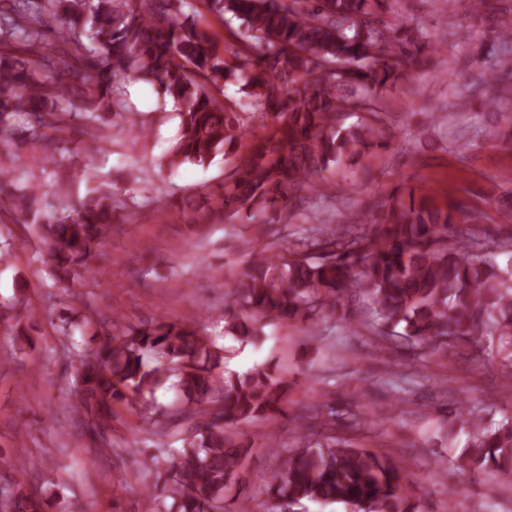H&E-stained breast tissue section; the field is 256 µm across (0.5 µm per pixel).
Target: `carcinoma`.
<instances>
[{
  "label": "carcinoma",
  "mask_w": 512,
  "mask_h": 512,
  "mask_svg": "<svg viewBox=\"0 0 512 512\" xmlns=\"http://www.w3.org/2000/svg\"><path fill=\"white\" fill-rule=\"evenodd\" d=\"M389 0H205L208 11L241 45L233 61L217 53L214 34L198 22L190 0H0V149L16 140L40 142L45 162L57 165L66 148L50 132L76 120L102 131L126 118L141 137L153 125L132 118L125 80L157 83L179 112V133L166 154L175 169L204 166L217 156L229 165L224 182L162 206L181 210L188 224H217L244 214L254 224L288 218L292 194L346 158L388 147L371 125L341 127L350 112L379 111L376 91L409 74L412 61L438 45L392 27L381 15ZM55 35L62 43L58 69L41 49ZM484 82L494 96L485 107L512 124V60L489 54ZM230 78L242 83L253 112L244 116L221 98ZM23 114L27 127L15 124ZM261 133L249 134L251 120ZM42 186L22 182L0 167V213L42 224L56 276L69 280L86 265L115 222L112 187L61 216L40 208ZM458 202L447 211L425 198L405 202L392 193L357 212L353 223L316 229L301 250L276 254L249 250L247 266L228 292L227 328L242 340L257 337L254 324L294 325L336 313L337 305L366 293L383 334L414 346L439 349L448 340L472 344L497 336L512 356V277L473 259L481 243L472 235L448 240ZM402 331H397V328ZM222 356L189 325L158 319L119 336L102 337L81 360L74 410L89 436L100 435L118 404L149 406L156 387L177 378L197 414L173 449L168 466L146 488L143 512H253L250 498L224 490L249 455L239 431L246 421L282 411L288 380L271 366L217 374ZM467 431L459 466L512 477V419L486 426L472 412L450 411ZM298 439L268 481L271 512L303 500L344 504L354 512H416L404 493L409 466L356 448L320 430L336 427L324 402L303 406ZM0 512H45L37 487L0 500Z\"/></svg>",
  "instance_id": "1"
}]
</instances>
